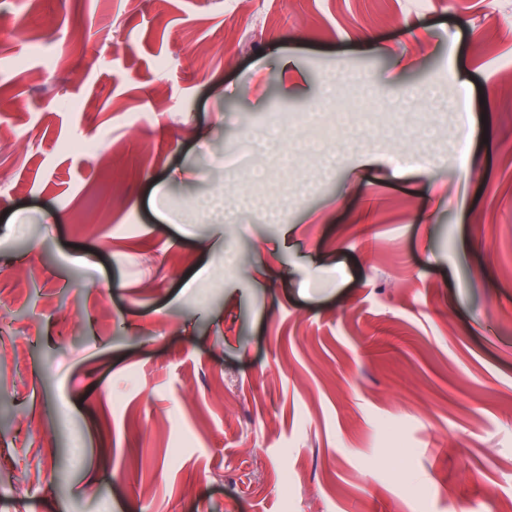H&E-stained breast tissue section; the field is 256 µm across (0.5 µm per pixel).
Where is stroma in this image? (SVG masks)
Returning <instances> with one entry per match:
<instances>
[{"label": "stroma", "mask_w": 512, "mask_h": 512, "mask_svg": "<svg viewBox=\"0 0 512 512\" xmlns=\"http://www.w3.org/2000/svg\"><path fill=\"white\" fill-rule=\"evenodd\" d=\"M0 316V512L512 507V0H0ZM343 112H345L344 102L336 96L329 100L322 108L305 110L292 116L288 115V113L276 116L272 121L273 125L268 128L267 132L272 136L278 137L281 133V127L297 125L316 130L321 134H335V123L327 122L325 117L330 115L334 120H338Z\"/></svg>", "instance_id": "stroma-1"}]
</instances>
